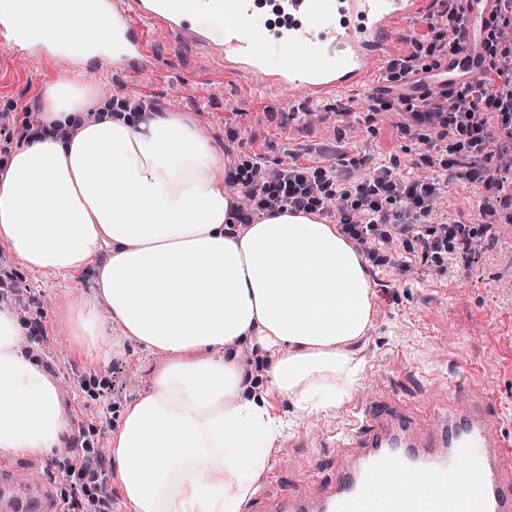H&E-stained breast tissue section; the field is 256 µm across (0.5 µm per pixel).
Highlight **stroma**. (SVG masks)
Here are the masks:
<instances>
[{"label": "stroma", "mask_w": 512, "mask_h": 512, "mask_svg": "<svg viewBox=\"0 0 512 512\" xmlns=\"http://www.w3.org/2000/svg\"><path fill=\"white\" fill-rule=\"evenodd\" d=\"M155 40V60L140 78L119 65L98 72L89 64V83L113 100L181 113L222 148L227 170L245 162L272 166L294 159L310 165L318 149L339 142L346 146L349 168L367 160L391 166L403 177L439 176L449 158L442 152L424 162L416 135L403 130L406 115L378 109L371 91L347 90L323 101L306 99L285 85L268 87L257 98L247 78L226 68L207 47L177 43L163 31ZM63 73L59 66L26 63L5 75L0 131L22 140L23 130L13 127L7 112L17 105L37 111L43 89ZM486 205L502 215L512 212V198L485 199L460 179L442 189L432 219L474 224ZM504 251L512 253V223L496 225L492 246L446 269L402 249L391 262L367 263L374 287L370 326L351 346L362 372L342 407L367 401L382 388L424 406L443 402L454 390L456 371L471 367L481 378L478 395L491 399L503 425H512V266L501 263ZM15 289L28 302L27 323L44 327L45 341L33 342L30 352L59 386L66 435L90 448L102 425H116L119 411L148 389L160 359L116 327L98 345L76 348L61 317L64 310L92 299L101 319L110 318L88 273L27 269ZM266 397L287 422L278 436L280 452L267 457L264 475L273 486L301 487L313 460L333 468L342 407L311 418L274 392ZM1 456L33 481L51 483L54 495L69 492L57 456L0 448Z\"/></svg>", "instance_id": "stroma-1"}]
</instances>
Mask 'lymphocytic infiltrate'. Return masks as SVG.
I'll list each match as a JSON object with an SVG mask.
<instances>
[{
  "mask_svg": "<svg viewBox=\"0 0 512 512\" xmlns=\"http://www.w3.org/2000/svg\"><path fill=\"white\" fill-rule=\"evenodd\" d=\"M499 8L488 22L483 47L487 68L482 78L449 91L446 99L406 103L419 140L435 148L443 140L456 154L459 174L479 185L486 196L512 194L496 166L502 155L512 154V0H498ZM466 0H448L447 9L429 22L430 51L455 55L457 36L467 23ZM245 206L234 209L240 226L255 223L266 214L289 210L322 215L335 209L342 232L354 240L375 263L386 262L382 247L392 238L402 239L408 252H420L435 262L464 255L476 239L487 236L493 224L490 209H483L482 224H431L441 183L434 178H404L386 165L375 166L370 178H340L332 166L298 163L267 171L263 180L254 175L232 176Z\"/></svg>",
  "mask_w": 512,
  "mask_h": 512,
  "instance_id": "1",
  "label": "lymphocytic infiltrate"
}]
</instances>
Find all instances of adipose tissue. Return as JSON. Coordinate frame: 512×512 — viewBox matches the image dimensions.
Masks as SVG:
<instances>
[{
  "label": "adipose tissue",
  "instance_id": "obj_1",
  "mask_svg": "<svg viewBox=\"0 0 512 512\" xmlns=\"http://www.w3.org/2000/svg\"><path fill=\"white\" fill-rule=\"evenodd\" d=\"M91 2L5 8L36 41L90 60L117 38ZM40 105V135L0 165V244L31 269L96 270L123 333L164 358L112 434L129 512H242L285 421L245 397L228 351L257 349L269 388L297 411L336 407L359 381L348 346L370 324L364 259L301 211L231 234L224 153L180 113L124 110L78 74L48 85ZM24 334L0 308V448L51 454L66 431L59 388ZM150 448L166 454L146 461Z\"/></svg>",
  "mask_w": 512,
  "mask_h": 512
}]
</instances>
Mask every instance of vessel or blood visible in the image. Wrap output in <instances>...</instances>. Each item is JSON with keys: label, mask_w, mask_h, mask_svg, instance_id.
I'll return each mask as SVG.
<instances>
[{"label": "vessel or blood", "mask_w": 512, "mask_h": 512, "mask_svg": "<svg viewBox=\"0 0 512 512\" xmlns=\"http://www.w3.org/2000/svg\"><path fill=\"white\" fill-rule=\"evenodd\" d=\"M469 27L460 52L440 76L425 82L424 93L445 94L459 79H479L485 68L481 30L497 11V0H468ZM124 32V55L148 62L155 56L157 27L180 42L203 44L205 32L189 25L199 9L230 16L246 14L245 0H98ZM301 18L283 43L264 40L250 26L218 51L225 61L246 69L262 86L302 77V89L325 99L348 87L369 85L374 73L391 60L394 26L424 12V0H288ZM66 63L80 68L72 54L8 38L0 43V74L24 60ZM461 389L446 407L420 414L397 395L380 393L345 417L346 441L327 476H313L298 491L261 490L263 512H380L395 501L399 512H512V432L499 412L474 392L475 380L462 372ZM472 462L470 492L460 495L454 482L462 462ZM0 512H60L49 484L19 480L0 484Z\"/></svg>", "instance_id": "1"}]
</instances>
